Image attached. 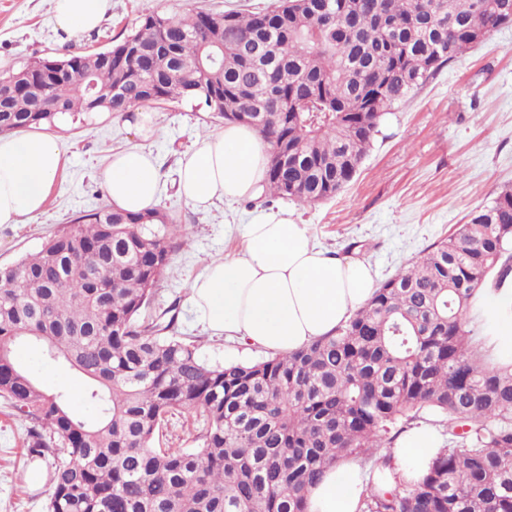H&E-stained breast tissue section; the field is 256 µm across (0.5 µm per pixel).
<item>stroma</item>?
I'll return each instance as SVG.
<instances>
[{"label": "stroma", "instance_id": "stroma-1", "mask_svg": "<svg viewBox=\"0 0 512 512\" xmlns=\"http://www.w3.org/2000/svg\"><path fill=\"white\" fill-rule=\"evenodd\" d=\"M273 0H112L111 13L90 31L69 34L53 16L52 0H0V73L36 58L97 52L122 40L144 15L203 11L250 13ZM143 123L109 112L64 114L48 129L67 145L46 209L21 224L0 226V265L37 251L42 242L82 211L106 205L102 173L113 152L136 147L158 165L156 209L186 234L150 298L147 311L175 308L174 333L194 340L199 357L212 365L266 359L264 349L233 336L203 331L191 306L189 286L204 263L241 247L244 224L261 211L280 208L322 248L337 256L367 260L377 282L408 266L448 235L468 214L512 186V23L446 65L395 110L385 114L359 172L335 198L313 206L264 197L215 200L198 211L179 194V162L196 141L221 130L192 100L142 108ZM18 360L52 392L64 393L73 411L97 415L85 384L51 359L41 345L26 343ZM203 425L199 415H168L155 446L190 448ZM30 422L0 400V512H45L49 463L29 456ZM39 480H32V471Z\"/></svg>", "mask_w": 512, "mask_h": 512}]
</instances>
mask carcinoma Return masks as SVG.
Instances as JSON below:
<instances>
[{"instance_id":"obj_1","label":"carcinoma","mask_w":512,"mask_h":512,"mask_svg":"<svg viewBox=\"0 0 512 512\" xmlns=\"http://www.w3.org/2000/svg\"><path fill=\"white\" fill-rule=\"evenodd\" d=\"M512 15V0H278L263 13L144 17L101 53L0 78V134L62 112L196 100L270 145L263 194L315 204L356 176L381 117ZM0 267V398L49 458L46 512H308L348 459L394 468L390 426L423 413L449 447L417 481L369 475L362 512H512V339L468 328L512 286V187L380 285L336 335L254 363L209 365L148 315L180 236L167 214L102 206ZM24 341L79 375L76 416L17 360ZM201 414L195 448H156L166 417ZM462 432H457V429Z\"/></svg>"}]
</instances>
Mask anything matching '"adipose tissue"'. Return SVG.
<instances>
[{"label":"adipose tissue","mask_w":512,"mask_h":512,"mask_svg":"<svg viewBox=\"0 0 512 512\" xmlns=\"http://www.w3.org/2000/svg\"><path fill=\"white\" fill-rule=\"evenodd\" d=\"M55 20L68 32L95 28L112 0H53ZM269 144L252 127L229 123L199 139L181 162L179 192L194 209L214 199L252 198L266 177ZM66 146L55 134L0 136V225L19 224L46 207ZM106 199L130 213L149 209L159 180L150 153L137 148L113 154L102 176ZM239 254L209 259L193 281L192 306L215 334L236 336L274 355L294 352L335 334L375 291V274L360 259L319 248L291 213L269 211L243 230ZM442 425L404 432L393 450L404 479L422 477L441 450ZM364 473L355 461L329 468L309 488V512H361Z\"/></svg>","instance_id":"ef3b65f1"}]
</instances>
